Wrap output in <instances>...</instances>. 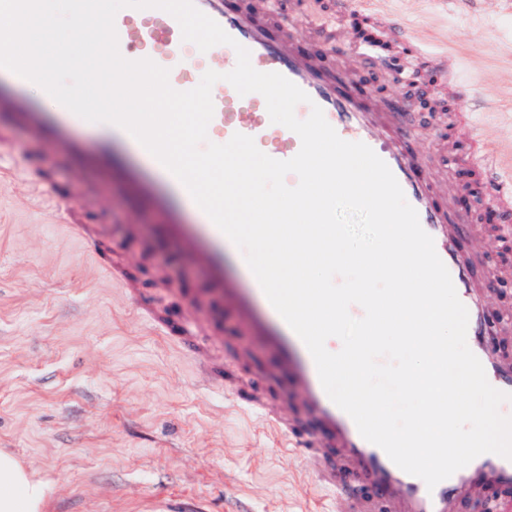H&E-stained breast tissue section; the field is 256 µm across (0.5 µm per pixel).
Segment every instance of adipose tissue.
Returning a JSON list of instances; mask_svg holds the SVG:
<instances>
[{"label": "adipose tissue", "instance_id": "1", "mask_svg": "<svg viewBox=\"0 0 512 512\" xmlns=\"http://www.w3.org/2000/svg\"><path fill=\"white\" fill-rule=\"evenodd\" d=\"M48 484L13 454L0 451V512H44Z\"/></svg>", "mask_w": 512, "mask_h": 512}]
</instances>
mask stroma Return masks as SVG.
<instances>
[{"label":"stroma","instance_id":"35a3bbf8","mask_svg":"<svg viewBox=\"0 0 512 512\" xmlns=\"http://www.w3.org/2000/svg\"><path fill=\"white\" fill-rule=\"evenodd\" d=\"M259 2L294 45L362 83L371 108L410 99L407 134L443 198L460 190V161L478 142L512 165V0H370L355 18L339 17L336 0ZM384 18L424 46L403 55L396 85L375 58L336 41ZM443 51L455 60V97L430 81ZM462 96L473 111L468 133L449 120ZM475 189L459 248L475 258V283L501 279L489 302L500 315L498 350L512 359V233L482 223L491 200L483 184ZM76 224L94 236L80 237ZM110 260L124 265L130 288L110 280ZM165 325L193 329L216 372L300 410L275 356L142 196L0 112V450L53 486L45 512H167L176 501L194 512H340L300 446L234 392L205 386Z\"/></svg>","mask_w":512,"mask_h":512}]
</instances>
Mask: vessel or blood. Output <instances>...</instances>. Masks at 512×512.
Returning a JSON list of instances; mask_svg holds the SVG:
<instances>
[{
	"label": "vessel or blood",
	"instance_id": "vessel-or-blood-1",
	"mask_svg": "<svg viewBox=\"0 0 512 512\" xmlns=\"http://www.w3.org/2000/svg\"><path fill=\"white\" fill-rule=\"evenodd\" d=\"M194 4L235 39V45L249 50L251 64L256 70L280 73L310 96V103L296 107L297 118L306 119L312 106H319L343 140L365 143L388 165L407 202L417 211L422 228L433 238L436 252L468 310L467 333L471 337V351L480 360L489 383L512 394V367L496 356L487 340L490 333L487 300L480 291L472 288L468 263L457 250V239L466 232L468 222L460 217L454 223H447L435 200L434 189L417 174L416 156L404 137V115H397L395 123H381L372 112L341 93L336 84L323 79L314 64L294 54L289 47L290 35L259 24L249 15L226 11L224 0H194ZM115 28L121 55L129 60L148 58L168 68L169 83L178 91L194 88L192 71L195 66L223 74L237 63L235 46L225 44L212 47L202 53L200 59L190 57L177 21L160 9H126L116 15ZM12 82L13 91L0 94V111L11 113L17 124L27 128L51 149L82 153L81 143L71 135L72 129L81 125V118L56 102L44 106L42 100L33 95L34 83L17 75L13 76ZM212 100L214 114L208 128L217 132L219 143H226L234 134L241 133L252 137L256 145L264 147L266 154L277 160L291 159L299 152L301 140L296 133L261 118L262 95L242 96L228 82L220 81L212 88ZM95 129L99 135V149L93 156L94 161L127 181L140 184L139 173L125 167L114 152L115 146L132 143V136L107 123L96 124ZM479 153L481 167L495 185L502 222L511 225L512 176L495 172L494 151L489 145L480 144ZM143 159L165 183L169 196H175L184 206L183 211L178 212L169 207L168 197L151 196L150 202L164 216L168 230L179 237L187 252L207 268L213 283L223 290L240 317L261 333L275 350L282 366L300 387L306 407L315 419L331 429L347 460L373 489L374 499L369 503L354 493H347L344 512H385L389 507L395 508L396 512H454L457 502L482 481L512 484V460L487 453L430 489L422 479L397 467L380 447L366 441L350 416L328 397L307 347L268 301L248 266H241L239 278L226 276L225 259L238 256V248L155 157L147 153ZM247 405L270 421L279 434L293 436L291 419L265 397L252 396ZM302 445L306 465L318 484L334 487L333 474L320 465L319 437L308 434Z\"/></svg>",
	"mask_w": 512,
	"mask_h": 512
}]
</instances>
